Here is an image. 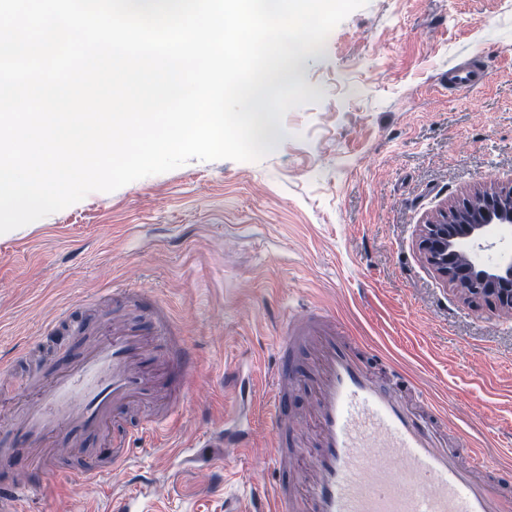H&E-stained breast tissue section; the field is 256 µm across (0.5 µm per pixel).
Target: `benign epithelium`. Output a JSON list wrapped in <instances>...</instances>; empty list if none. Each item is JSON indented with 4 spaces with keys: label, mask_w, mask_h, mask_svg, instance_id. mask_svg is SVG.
<instances>
[{
    "label": "benign epithelium",
    "mask_w": 512,
    "mask_h": 512,
    "mask_svg": "<svg viewBox=\"0 0 512 512\" xmlns=\"http://www.w3.org/2000/svg\"><path fill=\"white\" fill-rule=\"evenodd\" d=\"M465 210L464 206L453 210L454 215L458 216L457 223L453 225H425L420 242L428 263L447 279L452 276L448 263L456 253L457 240L464 239L479 244L488 236L493 225L512 223V209L503 207L492 197L487 198L480 214L475 217H459ZM457 274L464 278L466 292L487 296L499 306L512 309V256L490 268L462 266L457 269Z\"/></svg>",
    "instance_id": "obj_1"
}]
</instances>
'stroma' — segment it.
Wrapping results in <instances>:
<instances>
[{"mask_svg":"<svg viewBox=\"0 0 512 512\" xmlns=\"http://www.w3.org/2000/svg\"><path fill=\"white\" fill-rule=\"evenodd\" d=\"M485 82L458 89L451 69ZM312 103L290 110L257 162L191 160L110 192H93L0 234V431L30 372L77 357L119 318L113 285L168 305L197 372L166 432L136 439L105 486L49 476L30 512H113V494L148 485V512H243L275 482L268 416L248 448L209 447L245 414L250 372L271 371L283 326L330 309L373 378L404 370L447 414L461 458L499 461L512 498V309L464 293L419 247L426 224L475 193L512 188V0H368L308 57ZM69 325L44 331L53 316ZM310 344L294 351L292 445L302 482L315 442L308 417Z\"/></svg>","mask_w":512,"mask_h":512,"instance_id":"1","label":"stroma"}]
</instances>
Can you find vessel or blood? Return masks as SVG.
<instances>
[{
	"instance_id": "vessel-or-blood-1",
	"label": "vessel or blood",
	"mask_w": 512,
	"mask_h": 512,
	"mask_svg": "<svg viewBox=\"0 0 512 512\" xmlns=\"http://www.w3.org/2000/svg\"><path fill=\"white\" fill-rule=\"evenodd\" d=\"M158 341L166 353L160 363L152 355ZM304 342L316 343L319 352L311 378L317 448L310 480L302 490L289 481L276 484L270 507L258 512H507L496 462L475 449L470 466H462L434 424L408 407L399 386L370 377L356 340L337 335L333 316L318 308L286 324L277 340L268 376L276 470L291 466L289 403L297 371L290 355ZM196 362L168 307H157L147 333L132 323L103 328L77 359L32 386L14 414L12 428L24 443H0V458L21 465L25 478L0 486V512H28L30 495L47 475L65 474L78 487L123 468L130 435L114 430L117 413L150 409L141 430L162 429L171 417L168 377L185 384ZM103 437L111 442L110 456H87V443Z\"/></svg>"
}]
</instances>
